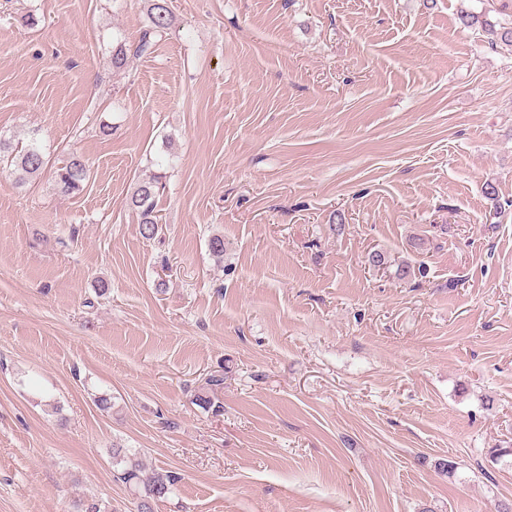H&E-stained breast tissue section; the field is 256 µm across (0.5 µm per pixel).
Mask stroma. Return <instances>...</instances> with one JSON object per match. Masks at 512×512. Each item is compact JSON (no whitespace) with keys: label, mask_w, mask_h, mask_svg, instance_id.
I'll list each match as a JSON object with an SVG mask.
<instances>
[{"label":"stroma","mask_w":512,"mask_h":512,"mask_svg":"<svg viewBox=\"0 0 512 512\" xmlns=\"http://www.w3.org/2000/svg\"><path fill=\"white\" fill-rule=\"evenodd\" d=\"M168 3L117 74L146 0H0V137L90 168L0 166V512H135L116 441L155 512L512 505V0ZM148 26L136 43L127 45L122 40L112 46V70L125 72L133 58H139L153 52L156 44L168 33L173 25V16L167 0H148ZM461 21L465 27L481 31L492 46L502 43L512 47V26L509 27L508 24L499 22L494 23L488 20L485 14L471 11H465L461 15ZM54 174L59 192L71 195L82 190L89 178V168L80 156L72 154L56 167ZM161 176H152L140 180L130 197V205L139 216L140 233L151 239L159 232V224L155 215L156 196L159 193ZM112 463L120 466L118 479L137 495L142 510L137 512H154L155 503L166 497L174 484L173 475L154 473L147 475L144 464L137 453L121 445L112 444Z\"/></svg>","instance_id":"obj_1"}]
</instances>
